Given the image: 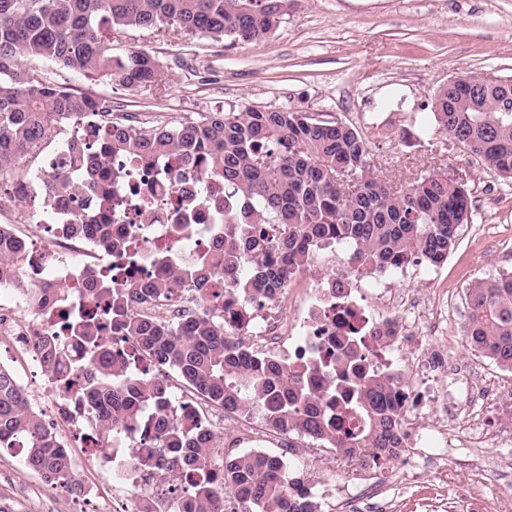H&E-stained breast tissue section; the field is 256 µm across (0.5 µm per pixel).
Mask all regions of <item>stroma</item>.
I'll list each match as a JSON object with an SVG mask.
<instances>
[{
    "mask_svg": "<svg viewBox=\"0 0 512 512\" xmlns=\"http://www.w3.org/2000/svg\"><path fill=\"white\" fill-rule=\"evenodd\" d=\"M144 49L158 60L162 80L148 91L28 59L31 75L111 100L151 125H175L230 107L324 112L356 125L378 173L401 183L444 168L463 178L472 197V219L458 232L455 250L438 267L417 265L370 277L372 287L406 292L436 305L445 334L421 335L402 347L400 362L435 353L474 371L493 401L477 404L489 437L469 444L467 413L449 422L446 459L409 448L382 473L379 498L387 512H512V445L500 440L512 428V372L466 345L462 326L466 292L479 278L512 270V182L484 169L448 134L423 135L435 92L455 77H512V0H291L268 38L250 44L189 38L135 29L113 36L122 56ZM293 443L306 459L304 474L331 477L335 452L306 437L270 434L265 446L280 452ZM79 480L91 490L85 512H102L112 499L97 457L72 444ZM474 496L461 501V487ZM61 489H50L12 449H0V512H62Z\"/></svg>",
    "mask_w": 512,
    "mask_h": 512,
    "instance_id": "1",
    "label": "stroma"
}]
</instances>
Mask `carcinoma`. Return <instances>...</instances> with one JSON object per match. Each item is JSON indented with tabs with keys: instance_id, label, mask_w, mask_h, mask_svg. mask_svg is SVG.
<instances>
[{
	"instance_id": "carcinoma-1",
	"label": "carcinoma",
	"mask_w": 512,
	"mask_h": 512,
	"mask_svg": "<svg viewBox=\"0 0 512 512\" xmlns=\"http://www.w3.org/2000/svg\"><path fill=\"white\" fill-rule=\"evenodd\" d=\"M288 0H0V181L19 186L35 170L45 141L69 130L67 169L45 174L46 210L73 188L72 170H97L111 158L133 167L181 156L193 167L212 159L204 178L224 183V223L208 250L168 276L142 287L121 284V269L87 270L83 287L97 309L73 306L70 290L52 288L34 300L64 311L38 342L44 368L64 391L76 389L95 426L113 433L139 419L144 407L169 398L167 373L208 406L257 419L268 432L304 435L332 448L340 462L393 460L405 448L402 419L408 397L373 363L364 336L351 330L327 351L326 388L319 370L272 356H251L235 337L254 313L282 298L311 256L334 243L354 276L438 266L472 218L470 190L433 169L397 190L369 161V147L352 123L325 113L249 106L210 112L176 126H145L112 103L40 80L23 59H42L96 74L128 89L151 87L161 75L148 51L112 54L109 34L126 29L255 42L269 37L288 13ZM107 131L103 153L75 134L87 115ZM435 129L447 133L488 169L512 179V80L482 85L476 77L440 89L431 106ZM125 256L130 242L110 224H66ZM25 249L0 224V280L14 278ZM187 299L184 323L156 321L135 310L142 300ZM467 345L512 371V272L477 279L467 290ZM122 337L104 335L101 322ZM162 447L189 473L196 512L215 497L237 502L230 512H321L302 472L286 458L251 451L221 454L214 434L184 429L161 414L154 423ZM0 448H18L25 467L65 492L81 487L62 436L24 396L17 377L0 365ZM224 470L216 488L211 470Z\"/></svg>"
}]
</instances>
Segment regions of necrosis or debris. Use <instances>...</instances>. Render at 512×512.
Segmentation results:
<instances>
[{"mask_svg": "<svg viewBox=\"0 0 512 512\" xmlns=\"http://www.w3.org/2000/svg\"><path fill=\"white\" fill-rule=\"evenodd\" d=\"M208 166L204 160L189 171L173 155L164 163L141 168L138 178L129 181L121 174V163L113 161L97 172V188H90L85 177H77L74 193L65 195L56 204L52 221H45L41 212L29 213L28 226L21 234L25 262L15 280L0 283V335L12 337L29 355H36L40 336L57 322L58 315L31 308L29 295L46 288L64 287L82 303L87 299L80 281L83 260H90L104 271L111 268V252L95 237L66 235L62 225L80 219L94 224L108 223L113 232L129 239L132 249L122 260V281L126 284H143L164 275L165 267L155 263L153 255L176 240L184 242L176 252V261L191 259L205 250L211 241L212 225L224 221V186L204 180L203 172ZM193 183L202 186L208 205L185 206L182 189ZM102 191L109 193L116 204L113 213L99 209L98 194ZM20 313L26 315V322L17 321ZM256 317L258 322L245 342L247 351L278 355L287 343L294 355L306 361L324 357L329 339L350 327L366 330L381 325L393 327L395 334L389 344H378L373 336L367 344L374 360L391 371L404 392H412L418 382L427 385L431 373L435 372L448 377L447 388H429L427 392L441 413L458 408L462 401L486 398L483 390L473 389L467 377L450 372L444 362L426 359L395 368L394 352L407 336L403 317H397L391 309L373 314L360 298L349 295L334 300L326 282H317L306 290L293 315L272 314L262 309ZM22 390L41 404L48 426L63 431L82 446H89L91 417L80 405L76 393L64 392L47 376L24 382ZM153 423V412H146L141 420L112 435L109 452L100 456L99 467L112 482V505L108 512H145L149 507L154 512H188L190 501L181 492L187 475L165 459V450L151 431ZM130 448L149 449L160 457L159 466L135 467L126 454Z\"/></svg>", "mask_w": 512, "mask_h": 512, "instance_id": "4bbe7bcc", "label": "necrosis or debris"}]
</instances>
